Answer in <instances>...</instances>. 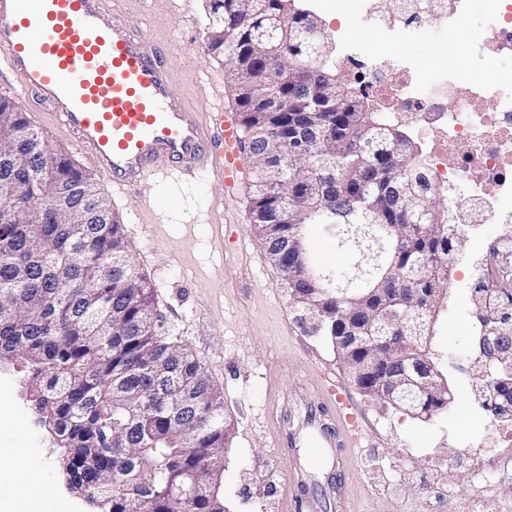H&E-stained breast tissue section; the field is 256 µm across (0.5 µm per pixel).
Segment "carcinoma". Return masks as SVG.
I'll return each instance as SVG.
<instances>
[{"label":"carcinoma","mask_w":512,"mask_h":512,"mask_svg":"<svg viewBox=\"0 0 512 512\" xmlns=\"http://www.w3.org/2000/svg\"><path fill=\"white\" fill-rule=\"evenodd\" d=\"M208 49L224 59L240 108L244 146L266 178L251 184V232L269 263L287 270L289 300L336 340L362 306L412 302L409 319L376 335L392 339L387 362L406 361L427 386L383 384L360 374L369 351L335 345L362 395L429 420L449 406L445 363L432 350L448 266L465 244L448 195L426 174L422 149L343 82L331 39L308 11L284 0H209ZM322 50V77L301 66ZM328 94L349 105L318 110ZM16 103L0 100V184L24 187L47 171L56 198L12 208L0 223V361L27 364L33 412L60 450L70 489L107 512H226L216 485L231 415L223 391L181 338L163 330L153 284L135 264L121 217L98 201L94 178L68 152L39 138ZM306 140L296 167L273 179L288 139ZM326 237L341 263L318 257ZM475 377L489 416L512 421V329L478 336ZM192 483L186 498L179 488Z\"/></svg>","instance_id":"carcinoma-1"}]
</instances>
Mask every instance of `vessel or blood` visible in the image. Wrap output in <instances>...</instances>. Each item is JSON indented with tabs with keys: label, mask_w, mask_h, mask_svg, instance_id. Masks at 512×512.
<instances>
[{
	"label": "vessel or blood",
	"mask_w": 512,
	"mask_h": 512,
	"mask_svg": "<svg viewBox=\"0 0 512 512\" xmlns=\"http://www.w3.org/2000/svg\"><path fill=\"white\" fill-rule=\"evenodd\" d=\"M109 0H0V98L43 106L113 188L131 193L159 174L213 173L234 189L244 171L241 126L223 101L186 106L161 49L121 20ZM315 454L335 447L312 416Z\"/></svg>",
	"instance_id": "obj_1"
}]
</instances>
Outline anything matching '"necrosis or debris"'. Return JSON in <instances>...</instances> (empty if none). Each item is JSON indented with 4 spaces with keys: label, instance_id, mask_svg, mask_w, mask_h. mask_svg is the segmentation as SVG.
<instances>
[{
    "label": "necrosis or debris",
    "instance_id": "1",
    "mask_svg": "<svg viewBox=\"0 0 512 512\" xmlns=\"http://www.w3.org/2000/svg\"><path fill=\"white\" fill-rule=\"evenodd\" d=\"M485 3V21L475 25L469 0H395L390 19L378 0H358L366 24L383 32L387 56L372 59L351 51L340 60L357 91L394 121L413 119L427 138L429 174L454 190L455 222L465 231L506 217L512 204V72L488 87L460 80L444 66L424 74L407 48L421 28L438 21L469 31L458 50L461 69L475 72L490 56H512V0ZM472 283L479 305L492 313L503 311L512 297L511 237H500L479 253ZM473 467L512 477V434L504 433L500 423L477 441Z\"/></svg>",
    "mask_w": 512,
    "mask_h": 512
}]
</instances>
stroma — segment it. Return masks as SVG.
<instances>
[{
    "label": "stroma",
    "mask_w": 512,
    "mask_h": 512,
    "mask_svg": "<svg viewBox=\"0 0 512 512\" xmlns=\"http://www.w3.org/2000/svg\"><path fill=\"white\" fill-rule=\"evenodd\" d=\"M207 0H191V17L172 15L165 0H116L114 10L150 43L160 45L174 92L207 111L216 99L234 104L223 62L208 52ZM329 34L344 31L373 57L386 53L378 30L356 12L338 19L327 0L315 9ZM459 26L421 31L409 47L419 71L439 66L449 49L465 42ZM218 74L208 82L207 73ZM134 208L116 193L137 267L155 286L164 324L204 364L224 394L232 417L221 492L227 512H282L290 473L299 497H313L317 512H469L470 493L490 512H512V479H475L469 443L488 418L473 391L481 309L464 297L474 243L466 241L449 266L450 289L441 305L433 348L447 356L446 377L454 401L423 421L391 405L363 397L350 383L330 337L288 297L283 274L268 263L250 231V188L229 196L210 174L181 183L151 182L137 191ZM333 382L353 406L361 428L356 445L325 451L311 465L303 445L306 412L329 402ZM0 430L18 432L43 485L67 501L70 512H100L62 477L51 436L39 426L27 399L22 362L0 364Z\"/></svg>",
    "instance_id": "obj_1"
}]
</instances>
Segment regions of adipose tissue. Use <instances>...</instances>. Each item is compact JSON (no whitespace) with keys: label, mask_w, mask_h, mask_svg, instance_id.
Masks as SVG:
<instances>
[{"label":"adipose tissue","mask_w":512,"mask_h":512,"mask_svg":"<svg viewBox=\"0 0 512 512\" xmlns=\"http://www.w3.org/2000/svg\"><path fill=\"white\" fill-rule=\"evenodd\" d=\"M65 501L48 496L32 477L31 459L21 443L0 448V512H67Z\"/></svg>","instance_id":"1"}]
</instances>
